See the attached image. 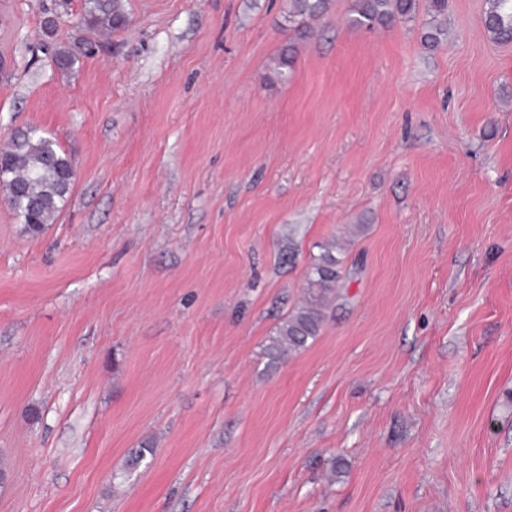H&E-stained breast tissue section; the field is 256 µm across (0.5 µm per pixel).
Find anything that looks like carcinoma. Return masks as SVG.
I'll return each instance as SVG.
<instances>
[{"label":"carcinoma","mask_w":512,"mask_h":512,"mask_svg":"<svg viewBox=\"0 0 512 512\" xmlns=\"http://www.w3.org/2000/svg\"><path fill=\"white\" fill-rule=\"evenodd\" d=\"M484 29L494 41L512 42V0H486ZM327 9V0H291L288 22L296 24L297 37L303 39L311 31L310 20L318 19ZM416 0H353L347 23L354 29L373 30L395 22L415 20ZM430 19L422 29L424 46L437 48L445 35L444 20L448 0H430ZM126 15L120 0H85L82 24L89 32H110L122 28ZM92 45L83 42L75 48L60 49L54 54L57 68L67 73L90 52ZM0 188L6 193L11 208L31 235L40 234L54 222L68 200L74 173L72 159L56 140L44 136L34 126L12 133L0 148ZM336 240L320 245V253L308 265L302 298L296 303L269 337L264 354L268 367L278 368L284 358L303 351L321 333L326 311L342 278L340 261L334 255ZM152 453V443L146 440L132 450L125 468L140 467L146 455Z\"/></svg>","instance_id":"obj_1"}]
</instances>
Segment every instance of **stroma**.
<instances>
[{
	"instance_id": "1",
	"label": "stroma",
	"mask_w": 512,
	"mask_h": 512,
	"mask_svg": "<svg viewBox=\"0 0 512 512\" xmlns=\"http://www.w3.org/2000/svg\"><path fill=\"white\" fill-rule=\"evenodd\" d=\"M120 2L64 75L84 0H0V144L40 127L75 170L36 236L0 193V512H512V44L486 0H449L433 51L418 22L348 27L353 0L301 41L290 0ZM335 236L320 336L267 370ZM75 49H60L54 54V61L57 68L64 73L70 72L79 63L80 57L91 51L92 45L89 42H80Z\"/></svg>"
}]
</instances>
